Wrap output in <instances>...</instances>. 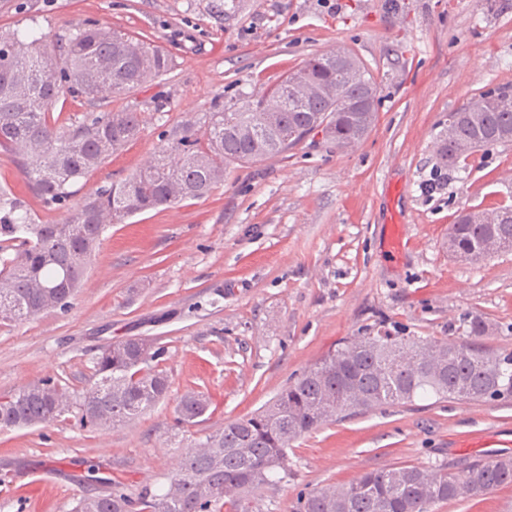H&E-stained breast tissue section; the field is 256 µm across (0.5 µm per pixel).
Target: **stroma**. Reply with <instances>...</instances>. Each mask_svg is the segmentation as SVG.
<instances>
[{
  "mask_svg": "<svg viewBox=\"0 0 512 512\" xmlns=\"http://www.w3.org/2000/svg\"><path fill=\"white\" fill-rule=\"evenodd\" d=\"M93 21L154 41L172 72L113 99L141 112L140 133L73 202L140 170L182 124L245 93L262 96L311 54L346 48L377 86V118L340 152L314 133L288 152L229 166L208 197L107 227L70 309L0 325V396L55 377L91 385L101 346L139 336L164 347L166 398L136 421L92 430L77 418L0 430V512H72L103 479L157 489L225 422L251 415L352 337L456 339L473 317L481 345L512 352V251L469 264L448 252L464 209L512 206V143L442 166L448 115L512 86V0H0V37L49 39ZM398 215L400 253L389 245ZM202 422L180 425L188 390ZM512 458V399L418 398L331 422L292 442L287 481L256 512H291L299 493L365 471ZM62 467L65 487L23 493L21 470ZM432 512H512V485ZM210 408L209 397L199 391H188L183 395L177 409V420L181 424H195Z\"/></svg>",
  "mask_w": 512,
  "mask_h": 512,
  "instance_id": "obj_1",
  "label": "stroma"
}]
</instances>
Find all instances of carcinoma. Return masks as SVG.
I'll return each mask as SVG.
<instances>
[{"instance_id": "1", "label": "carcinoma", "mask_w": 512, "mask_h": 512, "mask_svg": "<svg viewBox=\"0 0 512 512\" xmlns=\"http://www.w3.org/2000/svg\"><path fill=\"white\" fill-rule=\"evenodd\" d=\"M0 57V153L22 168L27 189L49 210L67 212L62 224H38L25 201L0 191V322L26 323L65 312L83 280L110 218L199 199L224 181L231 164L249 165L287 152L316 132L346 149L359 143L376 118L377 87L350 51L315 54L270 93L214 103L181 127L150 165L79 204L70 187L99 168L140 132L141 113L109 109L112 99L168 75L172 58L158 45L120 30L85 23L46 43L4 40ZM81 98L103 112L80 122L52 116L61 96ZM512 142V90L481 95L448 114L437 143L445 167L481 147ZM493 219L464 211L449 227L448 251L479 262L489 235L495 251L512 250V207ZM163 347L146 351L132 338L101 347L93 359L99 380L68 390L43 378L0 397V428L47 426L67 414L95 429L141 417L167 394ZM468 400L512 398V353L460 340L416 339L387 332L357 336L282 388L256 414L224 423L191 450L159 494L134 497L112 482L106 494L78 499L74 512H254L265 488L288 473L290 443L320 426L378 406L418 396ZM66 397L71 408L59 407ZM210 408L199 391L183 395L177 420L191 425ZM512 484V458L468 466L368 470L355 482L301 494L294 512H431Z\"/></svg>"}]
</instances>
